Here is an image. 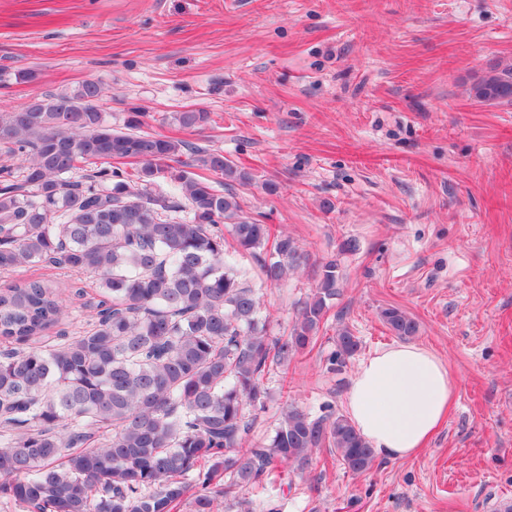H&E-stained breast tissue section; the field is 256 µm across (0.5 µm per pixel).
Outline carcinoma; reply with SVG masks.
I'll use <instances>...</instances> for the list:
<instances>
[{
    "mask_svg": "<svg viewBox=\"0 0 512 512\" xmlns=\"http://www.w3.org/2000/svg\"><path fill=\"white\" fill-rule=\"evenodd\" d=\"M469 94L512 105V64L490 65ZM100 98L86 80L0 112V145L22 158L0 168V271L51 265L92 274L101 290L74 333L62 328L54 284L0 290V340L12 344L0 350V497L26 512H180L188 499L192 512H220L215 481L226 498L264 492L273 463L302 470L323 448L354 475L371 470L372 448L331 404L317 415L288 404L271 436L249 440L245 407L265 408V372L314 344L338 294L336 260L319 266L288 333L269 336L231 256L264 250L265 282L276 286L300 266L296 241L243 214L232 190L173 167L187 143L112 130ZM172 119L196 128L209 114ZM193 166L252 181L218 152L195 151ZM160 177L172 192L150 191ZM380 317L401 339L418 333L399 308ZM359 348L339 329L330 369Z\"/></svg>",
    "mask_w": 512,
    "mask_h": 512,
    "instance_id": "carcinoma-1",
    "label": "carcinoma"
}]
</instances>
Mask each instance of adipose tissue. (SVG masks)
<instances>
[{
	"instance_id": "ef3b65f1",
	"label": "adipose tissue",
	"mask_w": 512,
	"mask_h": 512,
	"mask_svg": "<svg viewBox=\"0 0 512 512\" xmlns=\"http://www.w3.org/2000/svg\"><path fill=\"white\" fill-rule=\"evenodd\" d=\"M454 398L444 362L415 344H395L362 360L346 412L375 454L404 460L421 452Z\"/></svg>"
}]
</instances>
